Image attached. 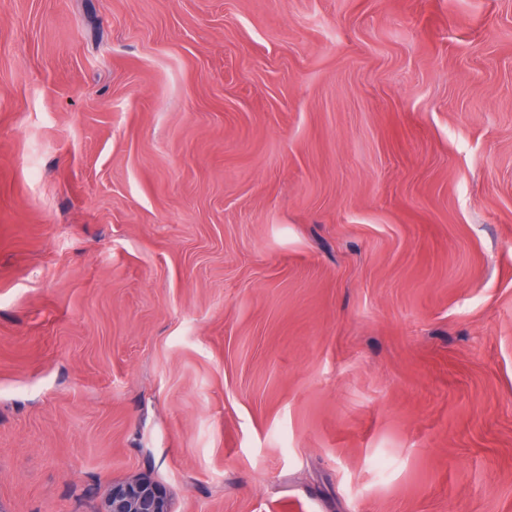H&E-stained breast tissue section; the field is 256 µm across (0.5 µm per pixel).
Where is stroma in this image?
Segmentation results:
<instances>
[{"instance_id":"1","label":"stroma","mask_w":512,"mask_h":512,"mask_svg":"<svg viewBox=\"0 0 512 512\" xmlns=\"http://www.w3.org/2000/svg\"><path fill=\"white\" fill-rule=\"evenodd\" d=\"M138 475L512 512V0H0V512Z\"/></svg>"}]
</instances>
